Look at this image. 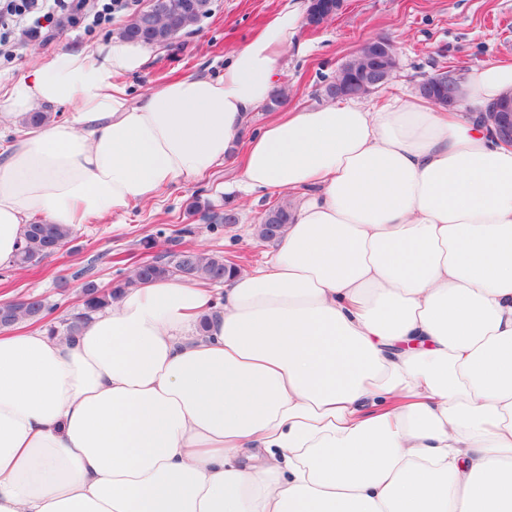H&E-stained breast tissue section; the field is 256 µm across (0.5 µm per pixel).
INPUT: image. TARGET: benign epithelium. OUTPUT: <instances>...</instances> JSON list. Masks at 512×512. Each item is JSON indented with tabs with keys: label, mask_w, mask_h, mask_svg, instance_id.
<instances>
[{
	"label": "benign epithelium",
	"mask_w": 512,
	"mask_h": 512,
	"mask_svg": "<svg viewBox=\"0 0 512 512\" xmlns=\"http://www.w3.org/2000/svg\"><path fill=\"white\" fill-rule=\"evenodd\" d=\"M305 24L317 28L335 18L344 8L346 0H306ZM356 54L364 57L366 65L353 70L349 62L339 69L338 78L332 81V91L336 98H361L367 96L386 83L389 75L399 68V56L395 43L390 38H372L362 42ZM419 87L432 94L447 107L455 106L460 95V78L448 70L423 80ZM479 120L489 127L495 136L512 145V98L485 112Z\"/></svg>",
	"instance_id": "benign-epithelium-1"
}]
</instances>
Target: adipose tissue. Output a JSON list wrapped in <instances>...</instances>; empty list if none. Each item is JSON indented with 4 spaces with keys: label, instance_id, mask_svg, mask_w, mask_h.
<instances>
[{
    "label": "adipose tissue",
    "instance_id": "ef3b65f1",
    "mask_svg": "<svg viewBox=\"0 0 512 512\" xmlns=\"http://www.w3.org/2000/svg\"><path fill=\"white\" fill-rule=\"evenodd\" d=\"M302 22L284 0L227 57L131 99L123 38L0 84V269L27 224L125 213L244 147L240 188L294 204L224 299L127 289L78 335L0 329V512H512V146L478 121L512 59L456 106L293 109L249 141Z\"/></svg>",
    "mask_w": 512,
    "mask_h": 512
}]
</instances>
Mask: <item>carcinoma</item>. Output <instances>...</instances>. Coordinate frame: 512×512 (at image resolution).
Masks as SVG:
<instances>
[{
    "label": "carcinoma",
    "mask_w": 512,
    "mask_h": 512,
    "mask_svg": "<svg viewBox=\"0 0 512 512\" xmlns=\"http://www.w3.org/2000/svg\"><path fill=\"white\" fill-rule=\"evenodd\" d=\"M185 0H155V8L160 11L152 25H141L138 20L131 21L122 31L125 38L143 39L150 44L164 45L180 32L193 27L202 17L210 12L211 0H194L196 11L186 12L180 8ZM263 224H277L279 230L292 223L291 211L277 205L268 209L261 219ZM75 234L72 225L42 224L34 221L27 224L16 265L30 269L40 265L47 258L58 253ZM225 259L221 255L200 251L168 252L160 258L147 260L133 267V275L118 280L107 288L100 287L93 279L83 282L82 290L86 313L95 312L110 303L112 298L127 288L146 285L156 279L165 277H180L189 281L204 283H221L224 273L231 272L237 267L231 263L224 268ZM50 307L41 298L30 297L24 301L8 303L0 306V325L8 327L26 319L38 322L42 314Z\"/></svg>",
    "instance_id": "obj_1"
}]
</instances>
